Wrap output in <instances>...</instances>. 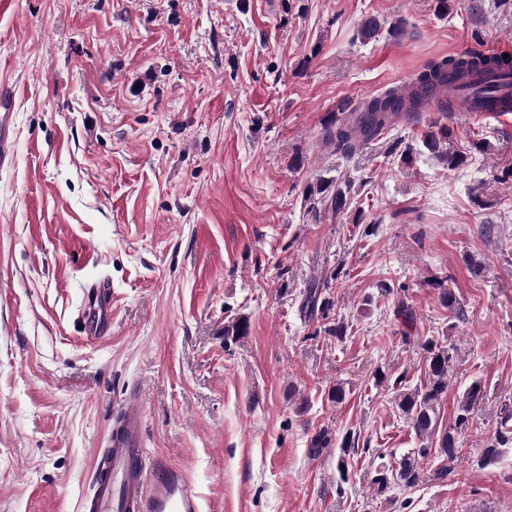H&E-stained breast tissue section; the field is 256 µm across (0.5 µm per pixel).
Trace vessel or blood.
<instances>
[{"mask_svg":"<svg viewBox=\"0 0 512 512\" xmlns=\"http://www.w3.org/2000/svg\"><path fill=\"white\" fill-rule=\"evenodd\" d=\"M498 99L478 97L473 91L456 92L450 101L455 112L512 111V78L501 81ZM16 104V89L0 82V167L14 160L8 114ZM79 317L87 338L108 334L112 324V285L99 278L83 290ZM83 512H202V502L186 471L179 467L149 470L144 444L142 394L130 390L114 413L105 445L96 449L91 489Z\"/></svg>","mask_w":512,"mask_h":512,"instance_id":"vessel-or-blood-1","label":"vessel or blood"}]
</instances>
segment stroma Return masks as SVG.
<instances>
[{
  "label": "stroma",
  "instance_id": "35a3bbf8",
  "mask_svg": "<svg viewBox=\"0 0 512 512\" xmlns=\"http://www.w3.org/2000/svg\"><path fill=\"white\" fill-rule=\"evenodd\" d=\"M367 16L383 29L364 41ZM479 46L512 54V0H451L444 15L437 0L0 10V76L17 90L0 171V512H79L133 387L150 463L185 467L203 512H512V447L479 463L512 406V113L433 107L350 158L322 138L339 103ZM443 126L468 154L454 170L422 149ZM397 140L412 164L389 154ZM322 176L352 183L341 218L309 212ZM99 275L112 331L91 340L78 309ZM318 275L343 337L301 313ZM240 316L246 336L225 341ZM431 338L454 349L440 428L472 379L488 399L448 477L430 457L417 486L376 495L369 473L421 443L396 397L424 383ZM323 429L368 446L347 478L339 448L309 455Z\"/></svg>",
  "mask_w": 512,
  "mask_h": 512
}]
</instances>
